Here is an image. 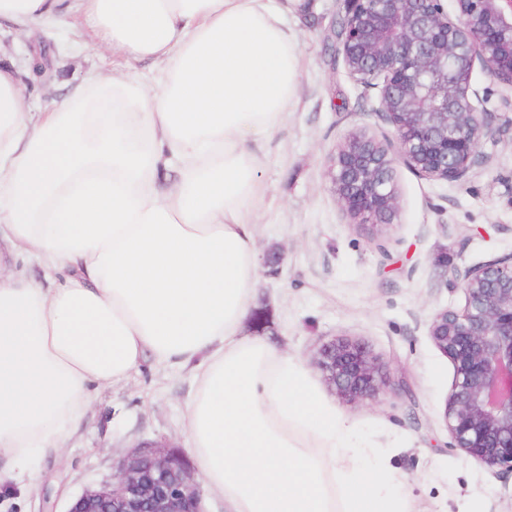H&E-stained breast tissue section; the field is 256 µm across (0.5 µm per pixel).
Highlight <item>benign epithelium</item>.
<instances>
[{"label":"benign epithelium","instance_id":"benign-epithelium-1","mask_svg":"<svg viewBox=\"0 0 512 512\" xmlns=\"http://www.w3.org/2000/svg\"><path fill=\"white\" fill-rule=\"evenodd\" d=\"M346 0L338 52L358 81L379 88L393 139L354 133L331 156L328 175L341 208L357 224H391L399 212L395 167L431 180L458 181L486 138L501 135L479 108L475 66L512 86V0ZM462 310L430 321L435 347L454 367L444 409L451 448L492 471L512 472V253L463 270ZM331 390L356 404L373 397L381 370L358 344L333 342L318 361ZM69 512H202L195 470L167 441L118 466L112 483L85 490Z\"/></svg>","mask_w":512,"mask_h":512}]
</instances>
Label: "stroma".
<instances>
[{
    "instance_id": "stroma-1",
    "label": "stroma",
    "mask_w": 512,
    "mask_h": 512,
    "mask_svg": "<svg viewBox=\"0 0 512 512\" xmlns=\"http://www.w3.org/2000/svg\"><path fill=\"white\" fill-rule=\"evenodd\" d=\"M343 0H308L297 24L300 77L293 106L269 149L260 180L256 248L260 279L245 331L301 360L313 385L362 436L381 446L403 484L409 512H512V475L490 471L448 445L443 410L454 369L431 342L428 325L442 309L461 310L459 285L446 266H472L512 252V137L483 143L488 163L460 181H434L397 164L400 210L395 224L353 223L332 191L327 171L352 133L393 136L378 90L348 74L325 43ZM51 77L29 69L31 44L0 28V50L21 71L31 111L51 105L92 72L112 69L110 52L81 44L62 25H45ZM492 128L512 120V88L475 69ZM364 345L386 384L350 406L328 387L315 358L334 340ZM193 368L152 362L101 389L61 456L38 466L30 490L0 473V512H69L89 488L111 482L120 460L161 439L185 447V408L195 391Z\"/></svg>"
}]
</instances>
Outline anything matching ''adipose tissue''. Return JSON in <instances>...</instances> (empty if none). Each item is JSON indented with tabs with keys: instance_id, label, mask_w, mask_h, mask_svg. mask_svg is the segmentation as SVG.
<instances>
[{
	"instance_id": "adipose-tissue-1",
	"label": "adipose tissue",
	"mask_w": 512,
	"mask_h": 512,
	"mask_svg": "<svg viewBox=\"0 0 512 512\" xmlns=\"http://www.w3.org/2000/svg\"><path fill=\"white\" fill-rule=\"evenodd\" d=\"M303 0H0L73 19L153 76L90 73L42 112L0 57V464L34 480L143 359L197 368L187 444L226 512H406L303 363L244 333L258 176L292 105ZM111 90L113 112L92 103ZM24 259L44 274L17 272Z\"/></svg>"
}]
</instances>
